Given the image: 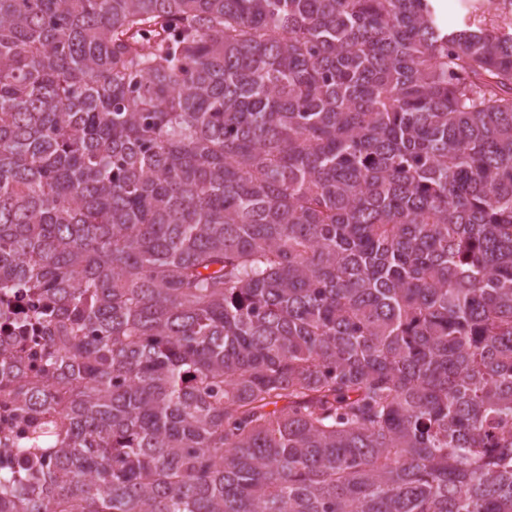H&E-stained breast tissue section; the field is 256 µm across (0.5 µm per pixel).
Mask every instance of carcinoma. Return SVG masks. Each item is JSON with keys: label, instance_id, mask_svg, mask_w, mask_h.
Returning a JSON list of instances; mask_svg holds the SVG:
<instances>
[{"label": "carcinoma", "instance_id": "carcinoma-1", "mask_svg": "<svg viewBox=\"0 0 512 512\" xmlns=\"http://www.w3.org/2000/svg\"><path fill=\"white\" fill-rule=\"evenodd\" d=\"M0 512H512V21L0 0ZM40 305L33 296L26 294L23 290L19 289L9 299V304H0V338L2 343L10 342L11 335L13 334V327L11 322L15 318L29 316L32 311ZM6 312V314H5ZM45 331L38 321L32 319L27 333L26 359L21 375L27 377L42 365Z\"/></svg>", "mask_w": 512, "mask_h": 512}]
</instances>
